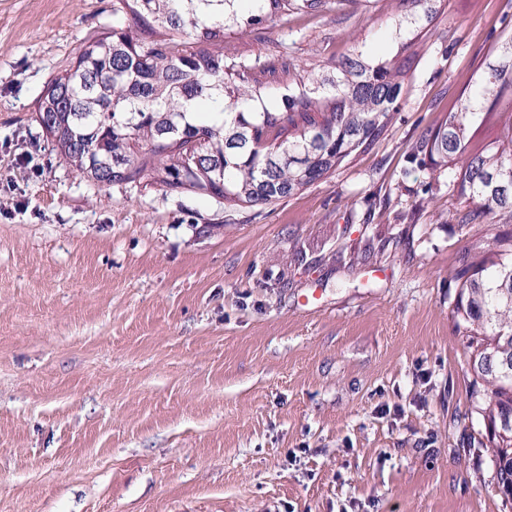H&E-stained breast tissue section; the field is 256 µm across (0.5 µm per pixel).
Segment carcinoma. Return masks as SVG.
Masks as SVG:
<instances>
[{"instance_id": "obj_1", "label": "carcinoma", "mask_w": 512, "mask_h": 512, "mask_svg": "<svg viewBox=\"0 0 512 512\" xmlns=\"http://www.w3.org/2000/svg\"><path fill=\"white\" fill-rule=\"evenodd\" d=\"M396 31L429 24L439 0H401ZM325 0H116L112 27L85 43L47 84L37 122L74 172L114 185L192 191L231 205L275 203L334 173L368 149L399 111L410 66L361 53L331 66L284 54L224 52L228 32ZM512 85V39L500 47L454 112L413 146L435 171L452 170L473 204L463 225L512 224V111L499 136L478 144L481 108ZM452 316L497 467L512 496V232L475 240L459 257Z\"/></svg>"}]
</instances>
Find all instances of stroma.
I'll return each instance as SVG.
<instances>
[{
  "mask_svg": "<svg viewBox=\"0 0 512 512\" xmlns=\"http://www.w3.org/2000/svg\"><path fill=\"white\" fill-rule=\"evenodd\" d=\"M113 0H0V512H512L452 318L486 224L409 152L512 39V0H327L252 57L413 65L398 114L262 207L98 188L35 121ZM434 182L432 193L421 186ZM399 1L407 5L405 10H401V13L394 17L396 33L398 31V34L400 35L401 30L409 26H422L423 23H427L428 26L438 12L437 3L440 0Z\"/></svg>",
  "mask_w": 512,
  "mask_h": 512,
  "instance_id": "1",
  "label": "stroma"
}]
</instances>
